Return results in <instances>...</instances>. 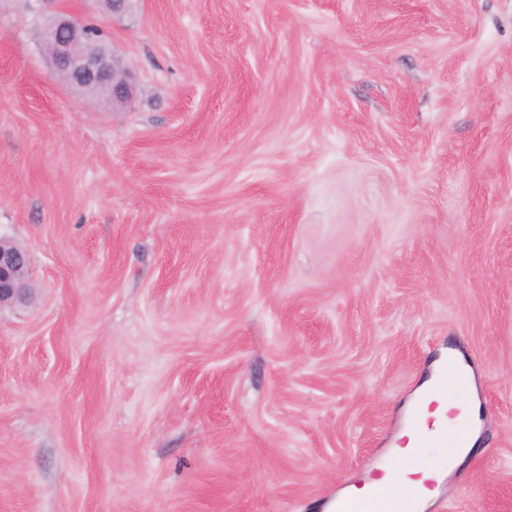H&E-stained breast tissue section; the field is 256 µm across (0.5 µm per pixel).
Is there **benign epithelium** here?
I'll list each match as a JSON object with an SVG mask.
<instances>
[{
	"label": "benign epithelium",
	"instance_id": "7a95c632",
	"mask_svg": "<svg viewBox=\"0 0 512 512\" xmlns=\"http://www.w3.org/2000/svg\"><path fill=\"white\" fill-rule=\"evenodd\" d=\"M42 17L41 44L50 74L77 90L102 92V103L116 110L130 103L135 86L122 55L104 37H94L59 6V0H36ZM109 17L121 18L131 10L133 0H101ZM28 253L14 245L0 244V306L24 304L32 292L28 276Z\"/></svg>",
	"mask_w": 512,
	"mask_h": 512
}]
</instances>
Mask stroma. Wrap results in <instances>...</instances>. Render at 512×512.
Returning a JSON list of instances; mask_svg holds the SVG:
<instances>
[{"mask_svg": "<svg viewBox=\"0 0 512 512\" xmlns=\"http://www.w3.org/2000/svg\"><path fill=\"white\" fill-rule=\"evenodd\" d=\"M136 86L0 0V512H322L397 466L449 352L479 443L424 512H512V0H137ZM36 2V12L44 20L39 36L50 74L77 90L105 93L102 103L112 112L130 103L135 86L129 69L106 37H94L58 0ZM0 244V306L24 304L33 290L28 270V253L15 244Z\"/></svg>", "mask_w": 512, "mask_h": 512, "instance_id": "1", "label": "stroma"}]
</instances>
